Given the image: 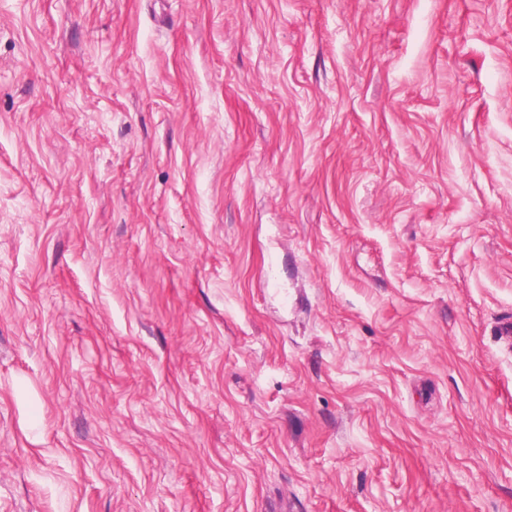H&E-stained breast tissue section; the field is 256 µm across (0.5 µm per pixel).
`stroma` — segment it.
Wrapping results in <instances>:
<instances>
[{
    "label": "stroma",
    "instance_id": "1",
    "mask_svg": "<svg viewBox=\"0 0 512 512\" xmlns=\"http://www.w3.org/2000/svg\"><path fill=\"white\" fill-rule=\"evenodd\" d=\"M512 0H0V512H512Z\"/></svg>",
    "mask_w": 512,
    "mask_h": 512
}]
</instances>
